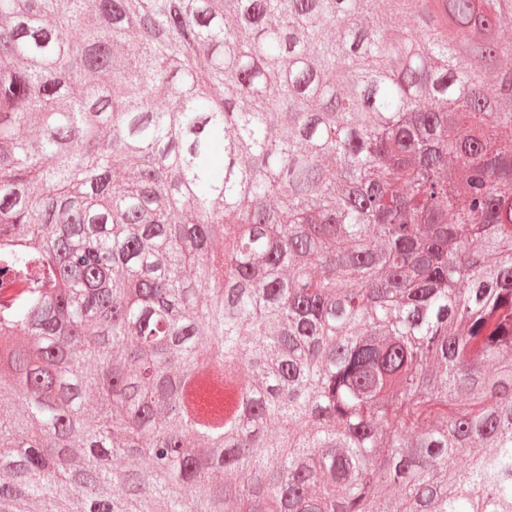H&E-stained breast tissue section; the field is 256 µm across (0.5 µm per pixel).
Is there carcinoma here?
Returning a JSON list of instances; mask_svg holds the SVG:
<instances>
[{
	"instance_id": "1",
	"label": "carcinoma",
	"mask_w": 512,
	"mask_h": 512,
	"mask_svg": "<svg viewBox=\"0 0 512 512\" xmlns=\"http://www.w3.org/2000/svg\"><path fill=\"white\" fill-rule=\"evenodd\" d=\"M512 0H0V512H512Z\"/></svg>"
}]
</instances>
